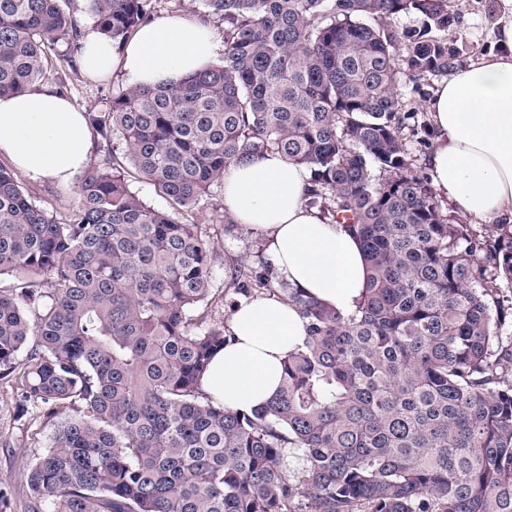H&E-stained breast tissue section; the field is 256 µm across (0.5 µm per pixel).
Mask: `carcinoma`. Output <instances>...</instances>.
Masks as SVG:
<instances>
[{"instance_id": "cac0c4a2", "label": "carcinoma", "mask_w": 512, "mask_h": 512, "mask_svg": "<svg viewBox=\"0 0 512 512\" xmlns=\"http://www.w3.org/2000/svg\"><path fill=\"white\" fill-rule=\"evenodd\" d=\"M181 0H87L120 48ZM220 63L126 86L88 122L104 155L58 219L0 164V384L14 421L53 423L30 512H512V224L445 212L411 143L430 123L400 86L478 44L450 0H201ZM412 17L415 27L397 25ZM80 25L59 0H0V96L36 87ZM268 152L310 172L308 205L364 248L349 315L229 258L245 300L306 320L279 394L231 410L202 379L233 339L211 317L215 242L143 202L126 165L188 212L224 168Z\"/></svg>"}]
</instances>
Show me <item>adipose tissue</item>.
Wrapping results in <instances>:
<instances>
[{
  "instance_id": "ef3b65f1",
  "label": "adipose tissue",
  "mask_w": 512,
  "mask_h": 512,
  "mask_svg": "<svg viewBox=\"0 0 512 512\" xmlns=\"http://www.w3.org/2000/svg\"><path fill=\"white\" fill-rule=\"evenodd\" d=\"M496 48L441 83L425 103L434 128L431 183L478 223H512V0H494ZM221 39L208 24L174 16L133 33L123 54L89 33L81 67L92 75L121 69L128 84L179 81L212 64ZM0 154L35 180L66 184L88 163L84 113L52 86L0 97ZM309 172L277 153L228 166L224 210L269 242L280 279L347 314L366 286L358 240L306 207ZM228 326L235 337L213 359L206 390L225 406L251 411L278 393L288 351L306 336L301 314L276 298L240 304Z\"/></svg>"
}]
</instances>
